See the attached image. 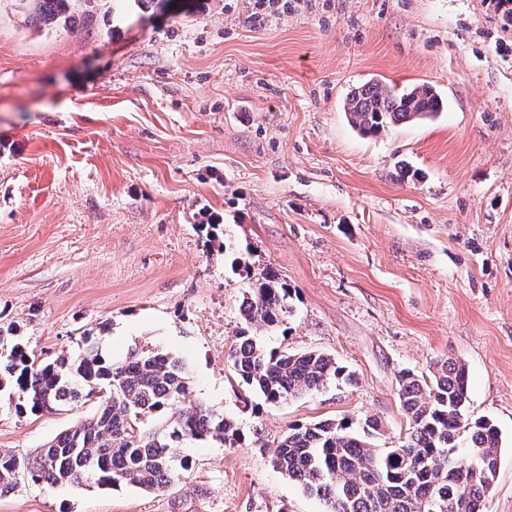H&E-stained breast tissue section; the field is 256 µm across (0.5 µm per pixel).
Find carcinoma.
I'll return each instance as SVG.
<instances>
[{
	"mask_svg": "<svg viewBox=\"0 0 512 512\" xmlns=\"http://www.w3.org/2000/svg\"><path fill=\"white\" fill-rule=\"evenodd\" d=\"M32 20L49 26L67 0H24ZM443 101L431 86L396 92L380 82L354 89L344 112L362 135L389 125L435 118ZM292 288L275 269L264 268L243 299V327L228 355L238 379L275 406L330 383L352 385L354 373L330 354L267 350L259 329H274L294 316ZM9 355L0 371L11 378L17 415L52 411L81 398H97L92 416L58 434L35 454L0 451V493L27 478L50 484L130 486L162 491L188 470L174 448L211 438L234 446L235 421L205 407L192 394L186 365L149 348L122 362L105 358L99 344L74 357L40 365L0 329ZM397 396L409 422L399 452L376 444L380 423L346 416L297 424L278 442L273 465L323 502L325 512H484L499 470L501 437L489 419L469 416L466 367L449 359L425 377L399 373Z\"/></svg>",
	"mask_w": 512,
	"mask_h": 512,
	"instance_id": "obj_1",
	"label": "carcinoma"
}]
</instances>
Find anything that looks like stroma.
<instances>
[{
	"label": "stroma",
	"mask_w": 512,
	"mask_h": 512,
	"mask_svg": "<svg viewBox=\"0 0 512 512\" xmlns=\"http://www.w3.org/2000/svg\"><path fill=\"white\" fill-rule=\"evenodd\" d=\"M187 2L68 0L45 27L0 0V326L42 364L89 336L116 362L171 354L242 439L182 444L189 469L162 492L24 481L0 512H324L272 464L289 427L372 415L393 446L399 372L445 359L502 434L485 512H512V27L492 0H288L263 27L254 0ZM375 80L431 85L445 109L360 135L343 102ZM266 267L296 293L267 349L331 354L355 385L271 407L234 378ZM94 409L0 407V450Z\"/></svg>",
	"instance_id": "obj_1"
}]
</instances>
